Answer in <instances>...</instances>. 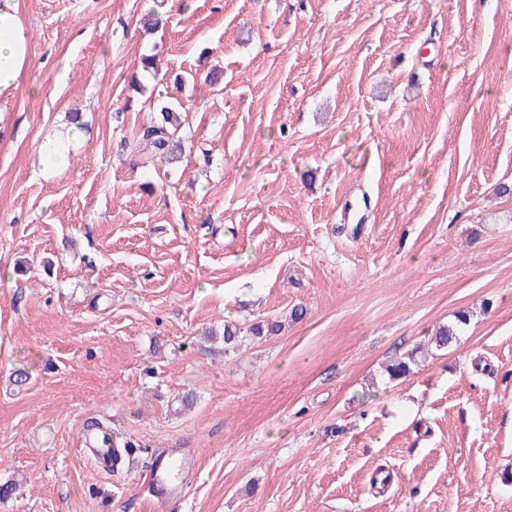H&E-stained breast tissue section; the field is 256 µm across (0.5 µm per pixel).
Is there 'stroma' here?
<instances>
[{
	"mask_svg": "<svg viewBox=\"0 0 512 512\" xmlns=\"http://www.w3.org/2000/svg\"><path fill=\"white\" fill-rule=\"evenodd\" d=\"M19 0L0 114V512H512V0ZM186 84L176 166L127 138ZM84 113L70 163L42 143ZM307 314L230 355L206 329ZM461 309L457 343L383 365ZM27 372L23 386L13 376ZM191 392V409L177 401ZM132 464L78 452L89 419ZM189 452L180 493L145 491ZM31 34L20 18L18 0H0V100L6 103L31 66ZM422 349L420 346L413 348L402 357L396 358L391 364L385 367V374L390 381L406 377L411 372L412 365H418L419 358H422ZM421 354V355H418ZM424 357V353H423ZM89 427L97 428L112 448V471L122 468L126 462H130L134 444L127 436L112 431L108 426L101 422H92ZM172 458L179 461L183 469L185 468L187 461L184 457L177 458L174 454H170L155 458L151 470L146 475L145 483L157 499L169 498L172 494H176L177 486L175 482L168 479V463L173 460Z\"/></svg>",
	"mask_w": 512,
	"mask_h": 512,
	"instance_id": "stroma-1",
	"label": "stroma"
}]
</instances>
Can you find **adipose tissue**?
<instances>
[{"instance_id": "obj_1", "label": "adipose tissue", "mask_w": 512, "mask_h": 512, "mask_svg": "<svg viewBox=\"0 0 512 512\" xmlns=\"http://www.w3.org/2000/svg\"><path fill=\"white\" fill-rule=\"evenodd\" d=\"M31 34L20 18L18 0H0V100H9L31 66Z\"/></svg>"}]
</instances>
